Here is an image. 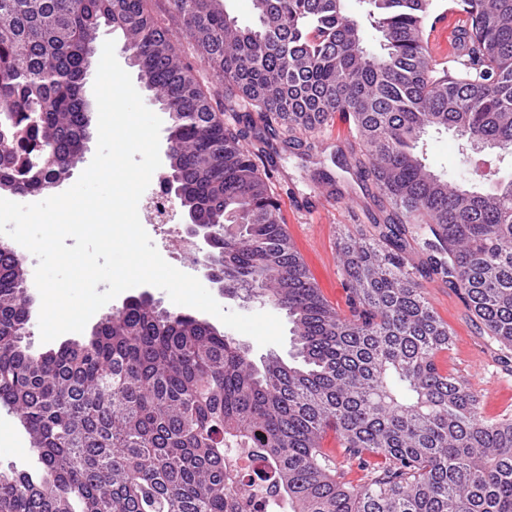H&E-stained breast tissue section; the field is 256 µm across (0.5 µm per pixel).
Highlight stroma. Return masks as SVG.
Instances as JSON below:
<instances>
[{
    "label": "stroma",
    "mask_w": 512,
    "mask_h": 512,
    "mask_svg": "<svg viewBox=\"0 0 512 512\" xmlns=\"http://www.w3.org/2000/svg\"><path fill=\"white\" fill-rule=\"evenodd\" d=\"M148 9L166 26L180 59L193 65L205 87L223 92L224 82L200 64L195 48L169 12L167 0H150ZM300 149L284 148L280 135L264 129L262 122L248 127L244 147L262 151V161L272 175L288 233L312 281L327 303L348 313L347 276L342 248L346 237L369 238L375 233L372 217L377 211L346 170L337 166L338 153H350L352 135L341 117H334L321 131L300 134ZM426 166L452 182H468L476 172H492L498 179L512 177V157L485 150L461 151L452 131L432 132L423 140ZM427 301L451 333L447 350L436 362L467 384L480 400L484 416L512 414V360L504 361L502 349L475 324L459 291L440 279L423 282ZM0 470L23 471L40 476L43 466L29 437L13 415L0 407Z\"/></svg>",
    "instance_id": "35a3bbf8"
}]
</instances>
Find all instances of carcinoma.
I'll return each instance as SVG.
<instances>
[{
    "label": "carcinoma",
    "mask_w": 512,
    "mask_h": 512,
    "mask_svg": "<svg viewBox=\"0 0 512 512\" xmlns=\"http://www.w3.org/2000/svg\"><path fill=\"white\" fill-rule=\"evenodd\" d=\"M148 2L0 0V192L41 193L69 177L90 138L97 31L121 30L149 90L178 113L174 203L207 219L224 295L285 311L298 361L258 366L211 323L144 294L88 339L31 354L27 271L0 242V405L44 469L37 480L0 471V512H512V416L484 417L477 395L440 370L448 324L420 283L436 276L460 291L487 335L512 348V179L469 189L417 152L443 128L466 148L512 155V0H452L466 42L447 67L425 36L431 0H359L378 51L346 0H252L253 28L221 0H167L200 62L224 78L222 107ZM221 109L257 113L289 145L337 113L348 119L355 175L386 202L378 241L344 243L349 314L312 282L271 174ZM328 430L362 482L322 450ZM239 449L263 464L260 501L226 462Z\"/></svg>",
    "instance_id": "cac0c4a2"
}]
</instances>
